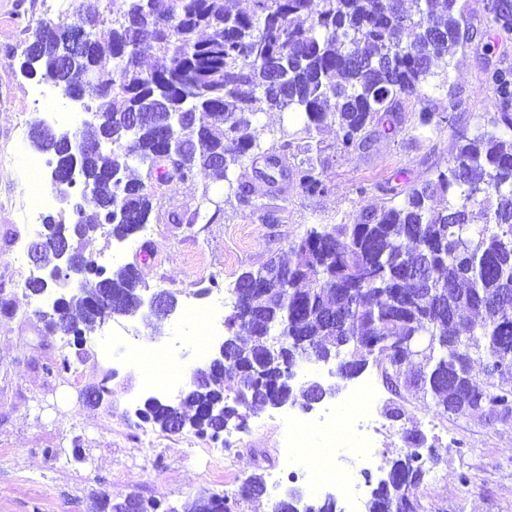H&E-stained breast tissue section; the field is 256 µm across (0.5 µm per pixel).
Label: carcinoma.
<instances>
[{
	"label": "carcinoma",
	"instance_id": "cac0c4a2",
	"mask_svg": "<svg viewBox=\"0 0 512 512\" xmlns=\"http://www.w3.org/2000/svg\"><path fill=\"white\" fill-rule=\"evenodd\" d=\"M80 9L89 55L67 46L69 23L46 17L34 39L7 47L28 77L61 91L81 88L95 75V134L87 150L47 128L31 132L54 157L51 174L89 177L97 192L77 205L78 219L47 217L39 260L55 263L57 241L68 237L79 255L98 232L128 240L149 223L153 195L147 181L173 185L224 175V196L250 204L237 170L257 155H291L289 174L307 194L328 185L317 172L320 155L295 143L283 127L265 130L259 116L295 112L302 133L334 126L339 150L366 147L369 128L394 135L404 103H422L420 121L432 122L426 90L434 68L452 65L458 48L488 32L512 33V0H485L482 28L468 0H250L232 11L224 0H96ZM108 28L101 39L97 31ZM155 64L145 69L142 55ZM497 112L472 134L456 135L451 158L433 178L404 192L403 200L365 210L356 224L312 227L291 246L287 264L269 260L241 273L224 319L231 345L227 365H216L175 405L151 398L143 423L165 433L175 426L221 438L209 409L227 389L224 421L242 411L307 400L308 391L281 372L297 360L336 362V375L359 376L374 362L387 389L420 393L451 415L512 416V66L486 71ZM118 179L111 180L114 173ZM426 265L422 280L407 272ZM95 288L79 283L37 311L49 335L81 336L102 310L132 312L144 286L136 266H98ZM486 381L474 385L475 361ZM407 451L392 461L390 479L371 496L367 512H422L414 490L427 473L414 449L420 430L403 436ZM266 493L250 476L246 497ZM98 499L97 512H127L126 501ZM238 500L201 494L184 512H234ZM270 512H337L336 503L302 501L291 489Z\"/></svg>",
	"mask_w": 512,
	"mask_h": 512
}]
</instances>
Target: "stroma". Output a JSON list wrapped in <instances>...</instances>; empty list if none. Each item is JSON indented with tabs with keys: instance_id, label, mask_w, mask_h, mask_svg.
I'll use <instances>...</instances> for the list:
<instances>
[{
	"instance_id": "1",
	"label": "stroma",
	"mask_w": 512,
	"mask_h": 512,
	"mask_svg": "<svg viewBox=\"0 0 512 512\" xmlns=\"http://www.w3.org/2000/svg\"><path fill=\"white\" fill-rule=\"evenodd\" d=\"M57 3L0 0V48L32 40L38 18L59 16ZM503 58L512 64V35L473 39L444 88L431 91L430 105L440 116L447 115L451 101H463L455 126L422 125L419 105L410 104L397 135L373 136L363 151H337L335 130L315 135L312 144L321 150L323 176L330 185L323 195H306L290 180L272 187L248 170L243 179L250 186V205L235 201L217 215L201 195L207 191L213 200L222 199L223 180L174 186L149 182L155 194L153 235L123 243L102 236L93 248L112 263L136 264L147 293H154L157 281H165L180 310L166 321L162 334L146 327L142 315H117L95 324L78 344L45 333L33 299L24 294L25 278L11 261L17 238L34 235L23 222L21 194L27 179L25 155L33 146L17 148L15 135L31 132L38 119L62 131L82 132L93 116L82 103L58 93L51 101L41 100L45 82L25 77L18 62L0 57V295L12 299L16 308L12 314L0 312V512H93L101 495L133 493L180 510L201 491L230 492L251 475L284 469L277 453L288 431L284 419L305 417L301 405L254 410L245 429L228 433L230 454L215 461L208 453L212 440L190 429L170 434L153 427L148 438L139 437L135 411L150 391L137 370L117 369L97 357L94 344L119 325L134 328L143 350L177 336L193 338L197 329L183 309L197 302L200 289L219 286L225 306H232L230 289L237 277L273 256L289 260L292 242L310 227L357 223L364 208L387 205L384 185L394 182L407 189L430 179L449 157L455 133L472 132L495 112L485 66ZM65 358L79 362V374H47L48 366ZM335 369L332 363H308L295 381L331 384L337 382ZM112 370L117 376L108 381L111 404L85 403L86 387ZM368 382L377 387L381 421L374 463L361 469L354 429H347L348 443L338 451L342 467L360 474L362 503L356 512H366L364 502L374 482L393 458L405 453L402 434L411 429L426 434L437 458L416 490L424 512H512V419L450 416L439 412L431 398L412 392L395 396L373 366L357 378L337 382L338 394L312 411L343 408ZM49 448L55 457L46 456Z\"/></svg>"
}]
</instances>
